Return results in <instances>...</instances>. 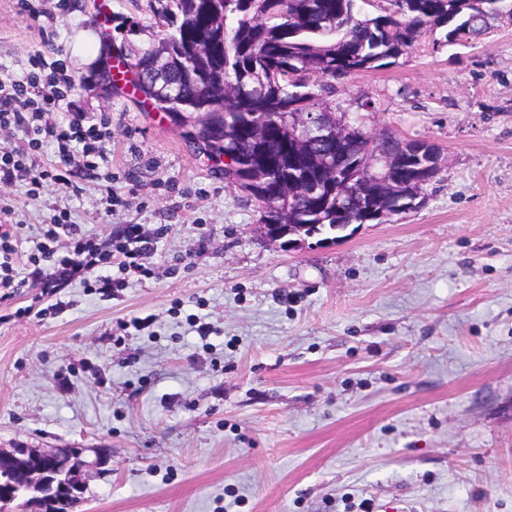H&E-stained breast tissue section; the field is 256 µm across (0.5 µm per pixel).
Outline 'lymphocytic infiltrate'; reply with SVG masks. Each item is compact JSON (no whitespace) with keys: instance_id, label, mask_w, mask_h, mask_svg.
I'll return each mask as SVG.
<instances>
[{"instance_id":"f902f5d3","label":"lymphocytic infiltrate","mask_w":512,"mask_h":512,"mask_svg":"<svg viewBox=\"0 0 512 512\" xmlns=\"http://www.w3.org/2000/svg\"><path fill=\"white\" fill-rule=\"evenodd\" d=\"M72 86L70 75L47 69L40 61L31 70L0 79V131H21L25 142L20 150L0 149L1 184H13L23 176L34 189L54 186L79 195L85 183L98 180L100 168L109 166L112 132L107 123L90 122L82 112L72 113L65 123L53 117ZM49 148L57 159L42 163ZM163 236V231L128 224L119 243L111 245L79 233L63 211L44 225V241L28 254L29 270L22 276L16 268L17 227L0 224V303L30 281L47 296L59 294L76 280L102 297L119 295L129 284V274L153 276L151 258ZM58 240L63 243L59 249L54 246Z\"/></svg>"}]
</instances>
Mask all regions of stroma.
Wrapping results in <instances>:
<instances>
[{
    "label": "stroma",
    "mask_w": 512,
    "mask_h": 512,
    "mask_svg": "<svg viewBox=\"0 0 512 512\" xmlns=\"http://www.w3.org/2000/svg\"><path fill=\"white\" fill-rule=\"evenodd\" d=\"M112 13L122 29L96 0H0V71L68 68L111 124L120 200L0 186L23 248L62 210L102 242L168 227L120 298L76 281L56 316L34 286L0 305V448L106 457L73 512H512V23L337 83L374 104L365 132L434 145L440 171L417 211L288 248L171 119L113 93L106 53L160 21L152 0Z\"/></svg>",
    "instance_id": "35a3bbf8"
}]
</instances>
